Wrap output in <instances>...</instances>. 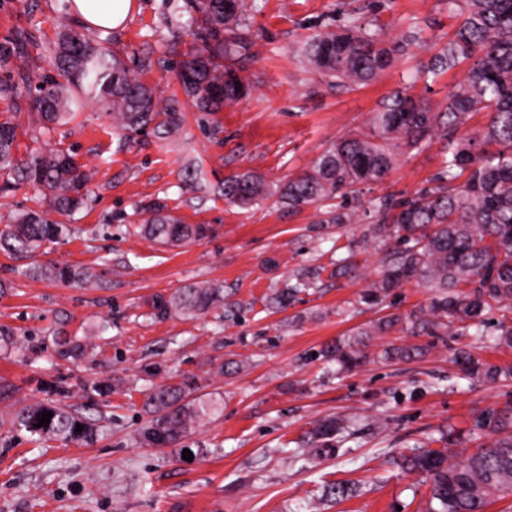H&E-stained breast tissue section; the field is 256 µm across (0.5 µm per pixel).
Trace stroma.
<instances>
[{
  "label": "stroma",
  "mask_w": 512,
  "mask_h": 512,
  "mask_svg": "<svg viewBox=\"0 0 512 512\" xmlns=\"http://www.w3.org/2000/svg\"><path fill=\"white\" fill-rule=\"evenodd\" d=\"M195 18L187 0H135L113 33L160 97L181 92L175 70L199 44ZM355 20L391 45L412 31L418 40L369 84L334 89L299 50L318 32ZM245 23L253 46L235 69L249 96L212 114L184 105L177 137L128 133L94 103L47 130L20 118L19 154L60 149L96 175L87 206L59 216L71 228L63 239L33 253L0 250V282L9 285L0 294V326L13 333L11 345L0 343V512H315L324 484L336 480L355 483L357 492L329 512H423L428 486L392 467L390 452L452 427L460 436L453 452L463 457L473 450L467 434L475 417L512 400V387L457 377L455 350L475 343L466 334L416 337L428 349L416 362L383 358L384 349L405 343L401 332L376 336L377 361L351 372L318 355L323 344L388 314L426 312L429 293L412 281L381 304L363 301L381 256L365 234L377 221L378 198H409L440 175L441 143L362 185L352 224L318 223L314 207L293 212L273 195L242 209L219 192L225 177L244 170L272 187L296 176L330 142L365 130L379 100L401 85L412 84L432 107L447 104L464 68L428 83L420 74L448 39V0H246ZM76 25L69 0H0V45L19 31L31 35L34 84L51 71L38 53ZM188 166L197 173L191 186ZM158 207L205 225L206 236L168 247L142 235L145 212ZM347 255L353 270L333 277L334 261ZM39 264L88 269L96 281L27 277ZM315 268L318 287L296 292L287 308H266L274 290L293 288L297 274ZM201 281L223 286V310L152 316L154 296ZM98 321L108 329L91 335ZM66 340L88 345L92 356H62ZM229 361L239 371L221 373ZM182 375L223 400L222 412L177 447L141 445L147 388ZM101 381L111 391L93 392ZM34 402L97 418L93 442L16 431L14 413ZM332 415L351 426L337 456L316 464L295 456L314 422ZM186 449L192 460H183Z\"/></svg>",
  "instance_id": "1"
}]
</instances>
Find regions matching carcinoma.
I'll return each mask as SVG.
<instances>
[{"label":"carcinoma","instance_id":"cac0c4a2","mask_svg":"<svg viewBox=\"0 0 512 512\" xmlns=\"http://www.w3.org/2000/svg\"><path fill=\"white\" fill-rule=\"evenodd\" d=\"M199 13L202 47L185 54L177 79L185 96L200 112H220L244 98L248 89L229 61L247 52L236 36L243 0H193ZM448 12L457 18L448 31V41L434 57L426 78L469 63L462 81L448 95V104L438 110L417 100L406 87L391 91L373 113L368 130L349 134L323 149L301 174L275 188L278 200L290 210L314 206L325 216L323 224H350L353 213L333 203L356 194L357 187L382 181L394 167L401 151H423L435 140L444 142V173L437 183L418 190L412 197L374 204L377 223L370 237L394 241L381 257L380 278L362 299L378 305L392 291L414 280L431 295L425 316L399 314L380 318L345 341L328 343L319 356L343 369L368 360V340L397 329L407 336H446L455 322L476 329L483 340L485 316L493 311L511 313L494 324L497 347L512 348V0H448ZM414 40L387 46L377 34L354 23L326 30L302 47L311 70L322 78L336 80L338 87H354L373 81L390 66L394 56ZM27 35L16 33L0 46V68L8 69L0 82V94L16 97L28 81L21 67L10 63L24 57ZM54 71L45 75V85L26 101L29 122H68L85 102L112 114L125 130L148 128L169 137L182 128L183 114L177 100L162 99L142 83L128 64L125 51L112 38H90L75 30L60 35L49 47ZM484 112L486 126L477 133L463 132L470 118ZM17 125L9 118L0 122V171L17 181L47 191V210L73 213L86 205L83 189L91 173L65 162L61 150H34L25 159L15 156ZM269 191L265 179L244 171L224 179V201L250 207L264 200ZM142 232L168 246L199 239L206 233L201 224H185L161 209L147 212ZM69 228L46 217V210L15 213L0 231V249L33 251L45 242L66 235ZM32 278L86 282L88 271L64 266H38ZM224 305V289L210 283L184 287L168 296H155L152 315L185 317L202 315ZM425 355L417 344H403L384 351V356L411 361ZM460 375L470 381L512 383V363H491L472 351L456 353ZM195 380L183 377L152 386L145 407L150 419L142 444L153 440L159 447H172L196 426L211 418L220 402L213 398L188 399ZM53 413L48 426H36L39 413ZM83 431H75L76 425ZM12 426L39 438L66 443H89L96 423L67 406L34 403L21 408ZM343 420L316 422L306 446L309 457L334 454L346 440ZM475 450L451 460L456 445L453 430L443 434L439 449L413 445L390 457L389 463L414 473L429 484L425 512H487L494 498L512 497V401L479 414L469 431ZM345 481L327 483L322 501L335 505L352 496Z\"/></svg>","mask_w":512,"mask_h":512}]
</instances>
